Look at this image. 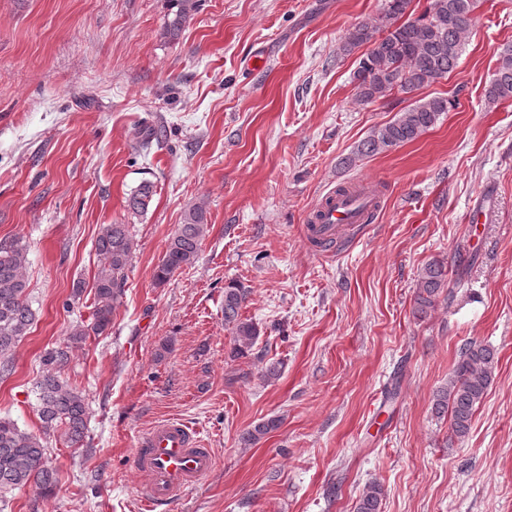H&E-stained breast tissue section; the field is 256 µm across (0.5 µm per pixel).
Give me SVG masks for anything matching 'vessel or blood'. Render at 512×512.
Segmentation results:
<instances>
[{"label":"vessel or blood","mask_w":512,"mask_h":512,"mask_svg":"<svg viewBox=\"0 0 512 512\" xmlns=\"http://www.w3.org/2000/svg\"><path fill=\"white\" fill-rule=\"evenodd\" d=\"M360 214L352 204L340 203L326 209L324 217L307 225L308 240L331 238L348 226H357ZM135 462L144 475L140 495L149 506L171 503L182 491L194 486L215 465L206 448L179 421L154 426L138 442Z\"/></svg>","instance_id":"1"}]
</instances>
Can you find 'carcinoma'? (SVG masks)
I'll return each mask as SVG.
<instances>
[{
  "mask_svg": "<svg viewBox=\"0 0 512 512\" xmlns=\"http://www.w3.org/2000/svg\"><path fill=\"white\" fill-rule=\"evenodd\" d=\"M412 0H385L378 24L364 23L349 31L341 47L351 53L367 44L373 47L362 54L354 72L358 96L372 102L398 91L411 94L451 74L459 64L465 37L471 24L475 0H430L416 18L406 17ZM177 8L175 18L164 35L175 38L181 25L197 8L196 0H170ZM381 38H375L380 29ZM495 101L512 97V49L503 52L486 89ZM456 100L444 97L419 99L398 117L373 130L357 146L356 154L371 157L418 138L433 127L440 116L455 107ZM154 196V183L141 182L127 200L128 211L141 216L148 211ZM205 203L185 211L182 221L169 238L166 251L154 270L157 285L167 283L174 274L195 261L208 232ZM136 239L127 224H108L97 238L95 251L98 272L93 289L90 322L74 325L69 339L78 344L86 336H100L112 328V317L124 294L126 271L137 250ZM25 244L19 239L0 242V373L13 368L14 351L35 320V311L26 293L24 270L28 263ZM448 287V268L444 261L427 263L418 280L414 314L423 317L433 309ZM248 290L232 281L224 286V325L232 329L234 347L229 353L237 359L252 348L260 336L256 323L242 318L241 309ZM69 361V351L52 349L43 356L46 371L36 380L37 433L0 418V502L6 494L32 486L40 497L54 495L56 470L48 457V445L61 439L69 448L84 447L88 403L82 392L64 381L58 368ZM496 369V352L485 344L468 341L459 349V358L448 384L433 395L432 412L448 417L450 430L458 439L469 434L473 415L491 386ZM279 426L271 418L255 425L242 436L254 445ZM384 488L377 482L366 485L354 506V512H381Z\"/></svg>",
  "mask_w": 512,
  "mask_h": 512,
  "instance_id": "cac0c4a2",
  "label": "carcinoma"
}]
</instances>
